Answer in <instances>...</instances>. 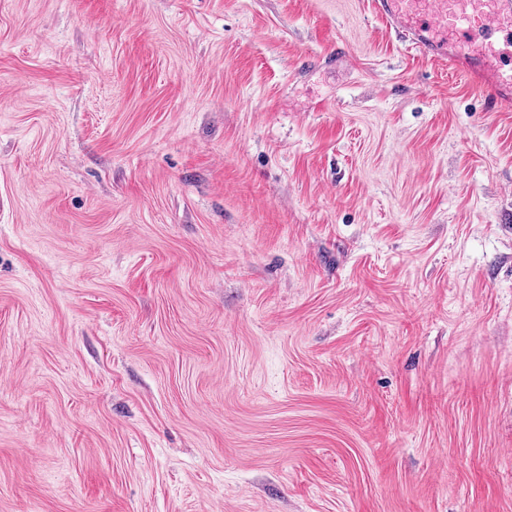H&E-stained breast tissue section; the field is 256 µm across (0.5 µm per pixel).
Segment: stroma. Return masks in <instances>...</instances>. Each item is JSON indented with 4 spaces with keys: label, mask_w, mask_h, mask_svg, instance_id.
Listing matches in <instances>:
<instances>
[{
    "label": "stroma",
    "mask_w": 512,
    "mask_h": 512,
    "mask_svg": "<svg viewBox=\"0 0 512 512\" xmlns=\"http://www.w3.org/2000/svg\"><path fill=\"white\" fill-rule=\"evenodd\" d=\"M0 512H512V109L368 0H0Z\"/></svg>",
    "instance_id": "35a3bbf8"
}]
</instances>
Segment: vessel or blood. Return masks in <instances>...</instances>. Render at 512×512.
Masks as SVG:
<instances>
[{
    "label": "vessel or blood",
    "instance_id": "vessel-or-blood-1",
    "mask_svg": "<svg viewBox=\"0 0 512 512\" xmlns=\"http://www.w3.org/2000/svg\"><path fill=\"white\" fill-rule=\"evenodd\" d=\"M411 49L448 64L497 108H512V0H371Z\"/></svg>",
    "mask_w": 512,
    "mask_h": 512
}]
</instances>
